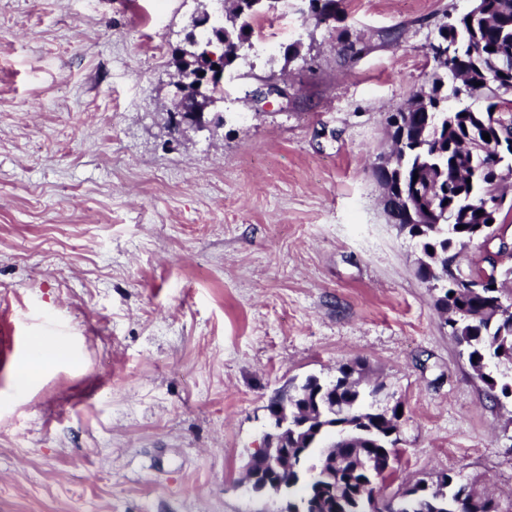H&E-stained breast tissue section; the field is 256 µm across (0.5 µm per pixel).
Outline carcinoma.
Returning a JSON list of instances; mask_svg holds the SVG:
<instances>
[{
	"mask_svg": "<svg viewBox=\"0 0 512 512\" xmlns=\"http://www.w3.org/2000/svg\"><path fill=\"white\" fill-rule=\"evenodd\" d=\"M344 2L310 0L316 24L336 27L344 20ZM277 3L231 0L224 24L211 26L212 35L224 40L214 64L229 67L251 48L250 19L275 10ZM483 5V18L469 23L464 13L439 27L427 46L433 74L427 90L418 94L421 101L405 114L386 117L396 159L385 205L390 221L401 224L419 250L418 277L429 282L440 273L448 275L434 306L446 315L445 326L460 354L489 392L512 398V296L502 301L503 288L512 285V265L498 266L497 278L486 282L457 280L450 269L474 266L468 259L471 247L512 223V197L505 185L490 180L493 166L512 165V105L490 95L475 104L457 89L512 82V68L503 72L493 65L502 57L512 59V0H483ZM450 99L456 102L452 109ZM476 129L490 135L480 154L468 145ZM366 373V364L355 360L337 365L330 380L310 376L295 387L292 405L308 425L288 427V443L296 445L283 477L288 512H311L310 498L317 496L320 480L305 477L318 448L324 449L321 465L340 458L336 476L349 489L341 502L327 498V512H366L371 484L387 471L400 434V404L376 400L384 385L370 383ZM423 502L426 512H504L498 501L461 482L452 470L403 489L392 512H418Z\"/></svg>",
	"mask_w": 512,
	"mask_h": 512,
	"instance_id": "obj_1",
	"label": "carcinoma"
}]
</instances>
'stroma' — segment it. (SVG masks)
Listing matches in <instances>:
<instances>
[{
  "instance_id": "35a3bbf8",
  "label": "stroma",
  "mask_w": 512,
  "mask_h": 512,
  "mask_svg": "<svg viewBox=\"0 0 512 512\" xmlns=\"http://www.w3.org/2000/svg\"><path fill=\"white\" fill-rule=\"evenodd\" d=\"M470 7L347 0L336 31L288 0L175 132L212 0H0V512H284L244 479L267 406L356 359L403 405L388 494L452 469L512 497V402L442 327L372 169ZM272 74L287 98L248 100Z\"/></svg>"
}]
</instances>
